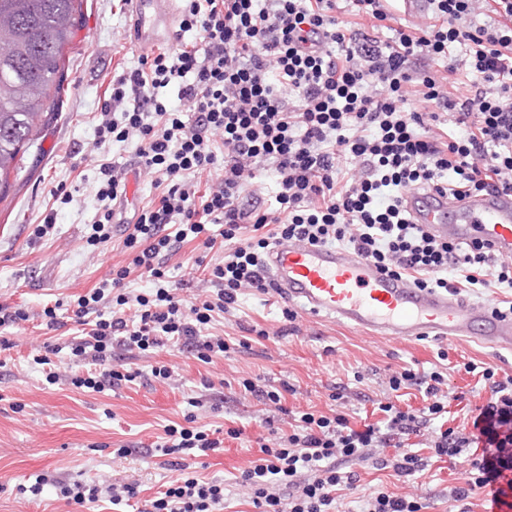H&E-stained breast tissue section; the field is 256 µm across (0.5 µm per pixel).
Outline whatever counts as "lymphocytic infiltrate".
I'll list each match as a JSON object with an SVG mask.
<instances>
[{"mask_svg": "<svg viewBox=\"0 0 512 512\" xmlns=\"http://www.w3.org/2000/svg\"><path fill=\"white\" fill-rule=\"evenodd\" d=\"M182 2L179 30H198L200 46L142 57L113 79L88 149L104 209L88 246L111 240L112 204L126 190L118 163L102 154L106 143L135 142L140 166L166 190L158 205L142 209L124 240L129 265L72 304L84 331L71 353L87 366L85 375L71 377L74 387H119L126 376L112 366L116 347L141 355L171 347L203 362L229 352L224 337L205 329L214 313L233 309L241 290H268L261 252L274 240L342 243L421 288L453 294L463 285L512 288V263L493 260L478 241L463 246L433 238L408 223L403 207L410 189L445 190L454 198L512 189V0H432L427 23L394 30L386 44L377 37L390 19L383 0H352L357 25L336 18V0H269L265 7L259 0ZM477 12L487 23L468 24ZM454 45L464 47L460 63L474 76L458 100L432 70ZM174 82L193 107V121H183L162 94ZM443 112L455 113L460 130L447 141L426 133ZM342 158L360 162L363 175L340 180ZM266 162L274 167L283 213L250 217L238 199ZM212 171L215 181L198 192L193 174ZM248 218L268 235L238 240ZM171 224L177 234L167 233ZM213 224L223 225L225 240L236 246L210 272L212 295L180 298L167 284L164 261L175 239L200 236ZM134 268L153 279V294L123 292ZM130 303L137 306L135 322L102 314ZM464 369L480 373L490 397L471 427L436 430L427 444L435 457L469 465L464 486L449 493L460 512H470L465 500L487 486L499 508L506 501L495 484L512 464V376L499 377L491 366ZM388 385L392 395L423 390L429 404L417 414L391 395L377 406L382 422L359 429L335 412L302 413L291 433L261 444L259 457L236 479L255 512H340L343 492L358 489L354 465L367 461L404 478L424 471L428 461L409 440L445 414L448 374L405 368ZM221 444L210 430L167 426L160 449L179 457L180 474L151 501L150 512H224L223 481L199 479L185 463ZM381 448L394 449V456H378ZM56 486L67 502L83 506L104 497L131 500L139 483Z\"/></svg>", "mask_w": 512, "mask_h": 512, "instance_id": "obj_1", "label": "lymphocytic infiltrate"}]
</instances>
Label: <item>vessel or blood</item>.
<instances>
[{"mask_svg":"<svg viewBox=\"0 0 512 512\" xmlns=\"http://www.w3.org/2000/svg\"><path fill=\"white\" fill-rule=\"evenodd\" d=\"M177 0H129L135 45L152 48L176 22ZM409 221L443 240L487 243L496 259L512 261V191L459 199L447 193L409 191ZM266 279L288 302L308 313L390 338L465 336L512 352V316L488 301H463L419 288L382 272L348 248L281 241L263 260Z\"/></svg>","mask_w":512,"mask_h":512,"instance_id":"vessel-or-blood-1","label":"vessel or blood"}]
</instances>
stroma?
Returning <instances> with one entry per match:
<instances>
[{"mask_svg": "<svg viewBox=\"0 0 512 512\" xmlns=\"http://www.w3.org/2000/svg\"><path fill=\"white\" fill-rule=\"evenodd\" d=\"M129 24L125 0H85L83 21L66 52L59 110L25 155L9 195L0 200V305L26 309L32 316L31 321L0 327V512H147L150 500L177 475L170 457L156 446L166 426L183 423L190 414L207 429L241 430L240 438H225L222 448L192 459L190 465L198 478H220L230 485L231 512H252L247 496L232 482L257 457L261 440L272 429L290 431L291 415L309 411L345 414L357 428L377 422L374 407L387 397L392 372L404 367L430 370L441 348L451 364L448 424L472 422L489 391L478 376L465 372V364L487 363L499 376H512V352L466 338L371 336L301 311L289 322L282 315L285 300L252 289L242 291L235 310L217 316L207 328L235 342L234 351L205 363L186 353L146 357L116 350L113 365L134 373L133 381L103 392L68 384V375L82 371L64 348L75 331L69 302L110 279L114 267L128 264L123 244L127 226L163 193L152 177L139 175L125 223L114 225L111 240L98 250L87 247L86 235L100 203L95 196L97 171L85 158L86 148L95 138L112 77L137 67L146 54L126 38ZM59 186L72 192L70 204L55 200ZM47 218L53 232L34 237L35 226ZM220 231L212 226L216 241L210 248L199 238L177 243L166 275L180 297L210 293L207 270L222 263L232 247L220 239ZM52 306L59 327L37 325L36 315ZM247 326L262 330V337L243 340ZM39 354L48 358V365L36 363ZM158 363L173 366V380L162 383L152 377L151 367ZM50 369L63 374V381L48 384ZM256 378L291 385L283 410L245 391L243 380ZM206 379L213 389L203 387ZM195 397L201 398L202 408H192ZM122 445L133 448V455L116 458L114 451ZM465 470L461 460L438 461L404 481L389 471L361 466L359 492L384 489L414 495L426 504V512H453L448 493L463 485ZM41 474L87 483L105 476L133 478L140 492L128 506L105 501L83 507L62 500L53 484L35 499L21 494L20 484Z\"/></svg>", "mask_w": 512, "mask_h": 512, "instance_id": "1", "label": "stroma"}]
</instances>
